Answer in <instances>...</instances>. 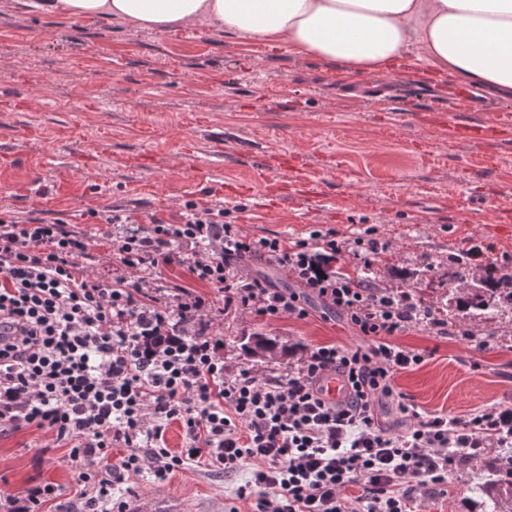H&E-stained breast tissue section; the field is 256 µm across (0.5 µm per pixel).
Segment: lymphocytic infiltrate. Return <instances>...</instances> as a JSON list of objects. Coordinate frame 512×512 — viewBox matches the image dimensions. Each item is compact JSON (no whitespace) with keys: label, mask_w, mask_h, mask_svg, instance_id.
I'll use <instances>...</instances> for the list:
<instances>
[{"label":"lymphocytic infiltrate","mask_w":512,"mask_h":512,"mask_svg":"<svg viewBox=\"0 0 512 512\" xmlns=\"http://www.w3.org/2000/svg\"><path fill=\"white\" fill-rule=\"evenodd\" d=\"M227 216L223 202L191 200L175 223L111 207L88 210L80 227L1 212L0 427L70 442L85 495L107 512L126 509L115 484L146 473L162 483L191 461L248 469L252 512H412L418 488L447 486L455 467L512 446L511 408L451 418L396 391L397 374L424 361L396 336L413 327L445 336L448 321L407 292L371 291L336 269L351 240L317 230L290 244L250 237ZM90 224L103 225L101 236ZM101 244L109 276L88 271ZM254 261L286 270L294 288L248 273ZM174 263L225 308L269 321L308 318L318 299L363 342L312 348L261 377L225 374L211 301L163 278ZM330 374L345 384L343 401L322 394ZM384 405L397 427L381 424ZM173 422L185 439L176 454L162 444ZM117 445L127 455L96 471Z\"/></svg>","instance_id":"f902f5d3"}]
</instances>
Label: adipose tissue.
I'll return each mask as SVG.
<instances>
[{
  "instance_id": "adipose-tissue-1",
  "label": "adipose tissue",
  "mask_w": 512,
  "mask_h": 512,
  "mask_svg": "<svg viewBox=\"0 0 512 512\" xmlns=\"http://www.w3.org/2000/svg\"><path fill=\"white\" fill-rule=\"evenodd\" d=\"M54 7L159 31L214 27L359 75L392 72L412 57L512 98V0H55Z\"/></svg>"
}]
</instances>
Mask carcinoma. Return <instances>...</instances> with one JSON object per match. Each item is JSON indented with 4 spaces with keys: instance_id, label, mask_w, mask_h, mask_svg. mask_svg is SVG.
Segmentation results:
<instances>
[{
    "instance_id": "obj_1",
    "label": "carcinoma",
    "mask_w": 512,
    "mask_h": 512,
    "mask_svg": "<svg viewBox=\"0 0 512 512\" xmlns=\"http://www.w3.org/2000/svg\"><path fill=\"white\" fill-rule=\"evenodd\" d=\"M440 279L448 283L442 293L428 302L419 298L422 307L448 317L482 322L503 311H512V264L481 267L466 254L448 258V267L440 270ZM246 353L283 360L292 348L264 333L254 332L241 338ZM491 475L481 488L483 512H512V455L491 454L484 460Z\"/></svg>"
}]
</instances>
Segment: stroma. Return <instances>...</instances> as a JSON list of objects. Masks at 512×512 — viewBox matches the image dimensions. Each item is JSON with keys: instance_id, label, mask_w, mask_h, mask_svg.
Instances as JSON below:
<instances>
[{"instance_id": "obj_1", "label": "stroma", "mask_w": 512, "mask_h": 512, "mask_svg": "<svg viewBox=\"0 0 512 512\" xmlns=\"http://www.w3.org/2000/svg\"><path fill=\"white\" fill-rule=\"evenodd\" d=\"M512 98L458 86L406 61L352 76L287 47L205 26L153 31L101 16L34 12L0 0V211L71 220L112 206L177 221L185 200L223 202L248 235L285 241L312 228L373 231L380 287L470 249L512 261ZM308 319L268 322L227 310L215 326L224 366L266 369L241 337L263 332L304 350L360 338L311 301ZM470 339L410 329L397 341L424 362L394 385L423 411L467 417L512 403V313ZM65 443L33 427L0 430V512L32 488L59 496L41 512H79ZM247 470L196 463L163 484L128 478L126 512H248ZM481 466L415 495L416 512H478Z\"/></svg>"}]
</instances>
